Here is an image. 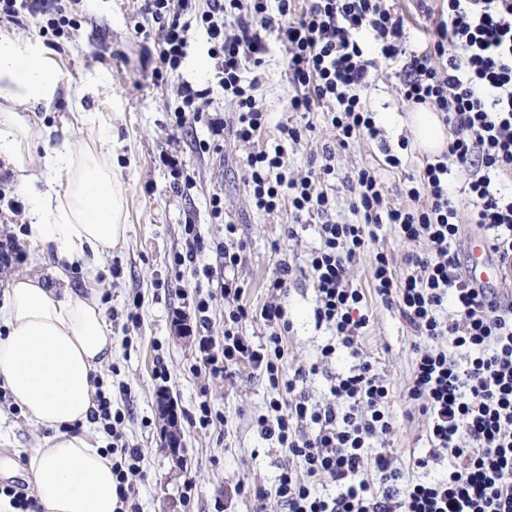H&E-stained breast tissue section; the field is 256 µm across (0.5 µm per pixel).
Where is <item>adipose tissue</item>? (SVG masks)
<instances>
[{"label": "adipose tissue", "mask_w": 512, "mask_h": 512, "mask_svg": "<svg viewBox=\"0 0 512 512\" xmlns=\"http://www.w3.org/2000/svg\"><path fill=\"white\" fill-rule=\"evenodd\" d=\"M60 70L38 43L0 28V160L28 191L29 240L58 259L95 264L124 231L123 196L105 136L80 147L34 149L32 108L50 105ZM418 146L437 154L445 128L425 106L408 115ZM112 359V336L95 293L45 287L15 275L0 300V381L28 422L50 429L28 449L29 476L43 512H116L112 459L89 434L94 373Z\"/></svg>", "instance_id": "1"}]
</instances>
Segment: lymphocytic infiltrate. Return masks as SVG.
<instances>
[{"instance_id": "f902f5d3", "label": "lymphocytic infiltrate", "mask_w": 512, "mask_h": 512, "mask_svg": "<svg viewBox=\"0 0 512 512\" xmlns=\"http://www.w3.org/2000/svg\"><path fill=\"white\" fill-rule=\"evenodd\" d=\"M206 0L202 11H189L188 0H144V11L158 26L154 81L172 77L185 57L190 29L204 33L210 56L219 63V85L236 106L233 135L238 142L258 139L267 125V110L258 91L260 68L268 51V34H276L285 52L287 76L296 93L292 112L327 110L336 141L345 147L362 136L378 138L362 91L370 85L375 62L365 55L358 35L368 32L383 59L400 62L396 71L403 102L440 112L451 137L443 157L427 163L420 181L406 188L410 206L387 201L374 172L357 171L350 185V206L363 217L359 224L327 221L331 200L320 185L334 172V149L325 148L318 169L297 178L288 174L282 143L300 140L302 128L284 124L281 141L248 157L246 183L257 210L273 213L289 208L295 219L322 215L321 246L311 256L317 288L315 316L334 330L339 345H326L323 358L337 346L354 347L369 316L364 295L350 287L347 272L357 256H372L376 292L396 304L420 337L414 345L407 397L429 423L430 459L446 458L447 478L403 484V475L385 443L393 432L385 405L389 390L370 362L339 377L334 402L313 405L299 383L306 368L286 376L285 334L290 330L281 298L288 293V265L270 280L279 300L268 303L262 318L273 327L260 345L243 336L249 317L240 299L243 289L230 271L241 261L243 242L228 224L222 256L229 275L222 291L231 306L224 314V344L200 339L205 374L217 378L230 365L247 359L276 393L255 423L265 438L275 440L304 462V476L282 470L273 497L284 512H512V298L497 289L472 284L464 275L455 247L461 235L458 207L448 190L450 166L468 174L465 192L473 209L471 223L486 232L491 249L512 261V197L504 183L512 179V0H446L426 47L406 48L405 20L390 0ZM77 0H0V17L30 14L40 37L76 33ZM395 227L401 238L420 243L404 271L376 249L380 225ZM457 316L443 320L445 302ZM449 340L443 348L441 340ZM464 351L463 361L451 353ZM94 419L103 420L112 439L108 449L119 502L130 497L132 476L140 473L141 449L130 446L124 417L98 397ZM315 425L314 434L302 425ZM381 475L371 489L359 476L367 466ZM332 484L333 496L317 493Z\"/></svg>"}]
</instances>
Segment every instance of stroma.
Returning a JSON list of instances; mask_svg holds the SVG:
<instances>
[{"label": "stroma", "mask_w": 512, "mask_h": 512, "mask_svg": "<svg viewBox=\"0 0 512 512\" xmlns=\"http://www.w3.org/2000/svg\"><path fill=\"white\" fill-rule=\"evenodd\" d=\"M142 0H82L83 21L78 33L59 41L55 57L62 85L50 107H37L36 150L64 142L91 141L105 128L112 133L111 162L117 167L124 207L125 234L103 254L96 269L83 260H58L53 251L26 236V212L10 203L22 200V184L0 169V245L20 244L21 259L0 263V299L18 273L38 275L50 288L75 292L97 286L100 304L112 330V361L97 374L113 409L125 416L130 444L142 449L143 477L137 480L133 501L138 512H278L273 498L259 499L254 489H271L276 475L288 468L297 475L305 470L300 458L263 437L254 418L272 396L265 379L239 363L229 378L193 375L191 365L201 364L199 340L224 333L227 303L220 285L224 261L225 223L235 224L236 236L246 248L236 270L244 293L241 301L254 316L242 333L253 343L271 332L261 318L271 299L267 287L280 263H288V294L284 299L291 329L287 335L286 373L297 366L316 365L303 388L312 403L332 402L331 389L360 360L371 361L384 376L389 397L387 412L394 426L387 450L407 479L431 481L446 477L447 462L430 459L428 420L414 413L406 388L412 374L413 346L419 338L399 310L373 288L371 257H357L348 272L351 287L364 295L369 321L357 340L356 350L337 346L329 361H321L325 345L336 338L315 319L316 288L309 266L319 247L322 220L357 223L350 207L349 186L362 168L373 170L388 201L407 204L406 186L419 181L428 160L409 139L404 119L409 110L396 89L393 66L379 64L371 72L366 102L383 141L353 140L338 149L334 172L322 185L335 201L328 217L295 221L289 209L257 211L244 182L247 157L254 146L237 142L231 128L235 106L216 84L217 64L199 35L189 39L187 57L178 76L156 83L150 78L158 26L142 9ZM395 9L407 22V41L420 50L439 19V0H396ZM106 74L107 86L88 88L90 76ZM261 92L268 108V124L259 143L273 144L278 128L288 123L305 128L299 142L285 143L284 157L291 176L304 175L319 162L322 149L336 141L330 116L324 112L288 111L295 89L285 75L284 50L270 41L263 66ZM188 82L212 86L201 119L173 130V112L179 105L177 86ZM85 87V111L94 122L82 125L70 110L69 93ZM400 157L393 168L386 153ZM220 194L222 217H214L210 198ZM194 225L196 240L187 239L185 225ZM209 305L207 323L195 312L197 301ZM131 344H123V337ZM165 365L168 381L155 377ZM168 398L178 416L183 460L173 458L166 446V421L160 400ZM224 416L219 427L202 429L191 419L201 402ZM47 430L30 426L9 390L0 391V461L16 465L13 477L0 475V489L29 486L21 471L27 465L26 449L43 445ZM429 458L428 467H415L417 458Z\"/></svg>", "instance_id": "1"}]
</instances>
